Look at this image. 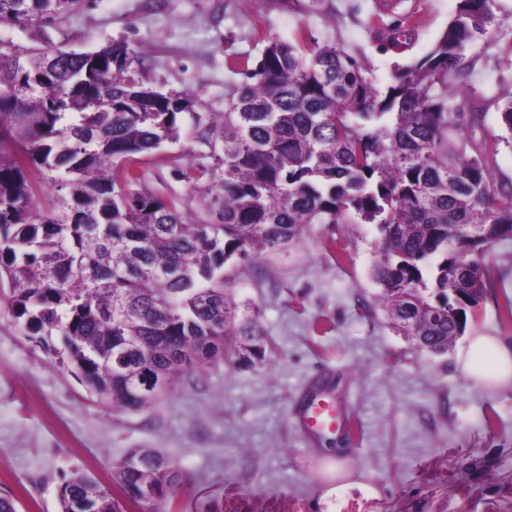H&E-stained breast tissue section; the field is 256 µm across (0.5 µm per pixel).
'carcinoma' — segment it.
Listing matches in <instances>:
<instances>
[{
	"label": "carcinoma",
	"instance_id": "obj_1",
	"mask_svg": "<svg viewBox=\"0 0 512 512\" xmlns=\"http://www.w3.org/2000/svg\"><path fill=\"white\" fill-rule=\"evenodd\" d=\"M73 2L0 0V22ZM494 2L460 0L428 52L383 91L337 44L306 32L270 40L224 111L193 114L209 153L177 169L202 199L192 224L177 200L141 189L135 163L179 139L190 103L150 87L133 68L136 49L49 46L29 66L0 50V283L16 324L101 401L141 410L152 400L129 395L117 355L125 376L162 379L164 397L224 358L230 335L242 337L243 360L264 359L257 321L234 323L224 264L275 251L309 224L361 220L378 225L373 278L396 329L447 354L457 336L448 293L494 292L487 258L512 241V181L493 178L498 140L485 132L483 95L466 84ZM495 104L512 135V95ZM33 170L57 192L46 210L34 206ZM181 482L162 454L133 448L112 463L110 489L73 472L61 512H126L119 494L138 512H169Z\"/></svg>",
	"mask_w": 512,
	"mask_h": 512
}]
</instances>
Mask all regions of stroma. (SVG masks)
Returning a JSON list of instances; mask_svg holds the SVG:
<instances>
[{
  "mask_svg": "<svg viewBox=\"0 0 512 512\" xmlns=\"http://www.w3.org/2000/svg\"><path fill=\"white\" fill-rule=\"evenodd\" d=\"M459 0H74L32 23H0L10 52L51 44L92 52L125 41L164 93L187 95L179 141L140 162L157 197L189 199L178 165L198 160L195 112H220L236 64L256 62L269 39L298 29L344 45L386 88L396 67L421 58ZM496 23L470 77L490 106L484 126L502 134L494 99L512 95V0H495ZM408 15L410 45H390ZM376 225L312 224L255 263L232 258L224 286L237 320L258 317L266 358L246 366L228 340L223 360L183 377L148 408L100 402L16 326L0 299V496L18 512H60L74 470L109 482L112 463L152 448L182 472L171 512H512V386L487 391L458 371L468 336L512 341L500 313L512 301V241L489 259L495 293L468 316L442 357L418 350L378 301L371 277ZM370 319H363V312ZM327 385L343 416L331 440L301 430L307 395ZM335 477H328L329 467ZM337 493L325 497L329 487Z\"/></svg>",
  "mask_w": 512,
  "mask_h": 512,
  "instance_id": "1",
  "label": "stroma"
}]
</instances>
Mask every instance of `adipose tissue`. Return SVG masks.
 I'll return each mask as SVG.
<instances>
[{"label": "adipose tissue", "instance_id": "1", "mask_svg": "<svg viewBox=\"0 0 512 512\" xmlns=\"http://www.w3.org/2000/svg\"><path fill=\"white\" fill-rule=\"evenodd\" d=\"M458 369L491 390L512 385V345L494 336L477 334L457 356Z\"/></svg>", "mask_w": 512, "mask_h": 512}]
</instances>
